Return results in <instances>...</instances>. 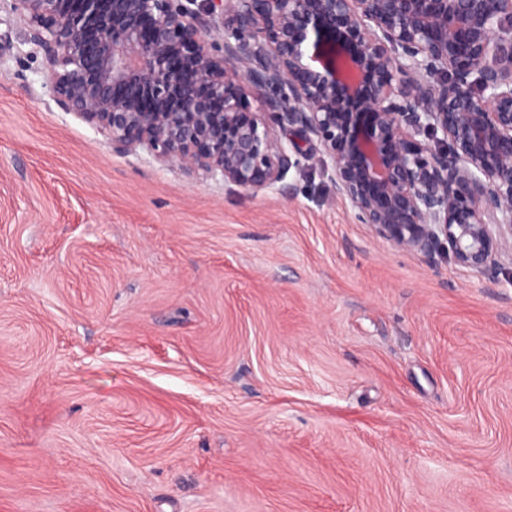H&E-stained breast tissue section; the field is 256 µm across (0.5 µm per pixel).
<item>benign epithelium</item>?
<instances>
[{
	"label": "benign epithelium",
	"mask_w": 512,
	"mask_h": 512,
	"mask_svg": "<svg viewBox=\"0 0 512 512\" xmlns=\"http://www.w3.org/2000/svg\"><path fill=\"white\" fill-rule=\"evenodd\" d=\"M11 9L44 55L57 105L114 153L144 151L255 195L285 187L307 157L277 134L296 132L376 237L476 272L512 251V0ZM219 15L221 51L206 38Z\"/></svg>",
	"instance_id": "benign-epithelium-1"
}]
</instances>
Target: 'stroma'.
Masks as SVG:
<instances>
[{
	"instance_id": "1",
	"label": "stroma",
	"mask_w": 512,
	"mask_h": 512,
	"mask_svg": "<svg viewBox=\"0 0 512 512\" xmlns=\"http://www.w3.org/2000/svg\"><path fill=\"white\" fill-rule=\"evenodd\" d=\"M0 0V512H512V256L375 237L313 160L113 154Z\"/></svg>"
}]
</instances>
